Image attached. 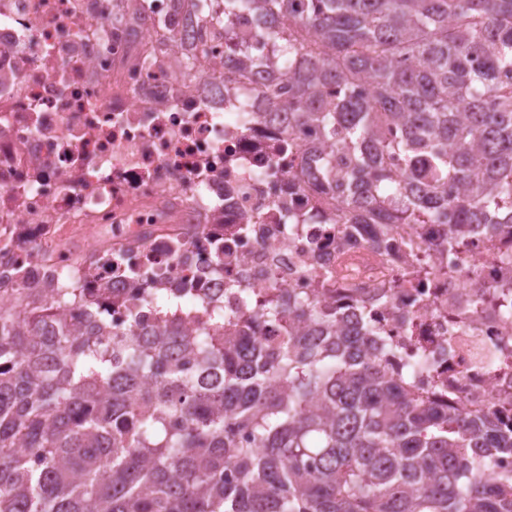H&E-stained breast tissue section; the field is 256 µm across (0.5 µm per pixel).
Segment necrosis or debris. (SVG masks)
I'll list each match as a JSON object with an SVG mask.
<instances>
[{"instance_id":"4bbe7bcc","label":"necrosis or debris","mask_w":512,"mask_h":512,"mask_svg":"<svg viewBox=\"0 0 512 512\" xmlns=\"http://www.w3.org/2000/svg\"><path fill=\"white\" fill-rule=\"evenodd\" d=\"M123 2L0 0V305L64 276L90 301L111 289L130 334L155 322V294L241 319L308 297L433 356L424 395L446 387L449 407L511 425L512 317L495 296L512 238L476 224L444 250V225L394 224L391 251L343 234L313 177L318 129L269 119L258 67L225 76L208 10Z\"/></svg>"}]
</instances>
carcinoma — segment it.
Here are the masks:
<instances>
[{"instance_id": "cac0c4a2", "label": "carcinoma", "mask_w": 512, "mask_h": 512, "mask_svg": "<svg viewBox=\"0 0 512 512\" xmlns=\"http://www.w3.org/2000/svg\"><path fill=\"white\" fill-rule=\"evenodd\" d=\"M210 2L229 39L235 13L269 19L290 95L265 96L331 142L318 172L341 223L445 224L443 247L501 212L512 225V0ZM54 291L0 307V512H512V471L491 466L512 432L422 398L370 351L373 327L308 299L208 312L190 372L178 323L141 343L99 308L78 326L83 295Z\"/></svg>"}]
</instances>
